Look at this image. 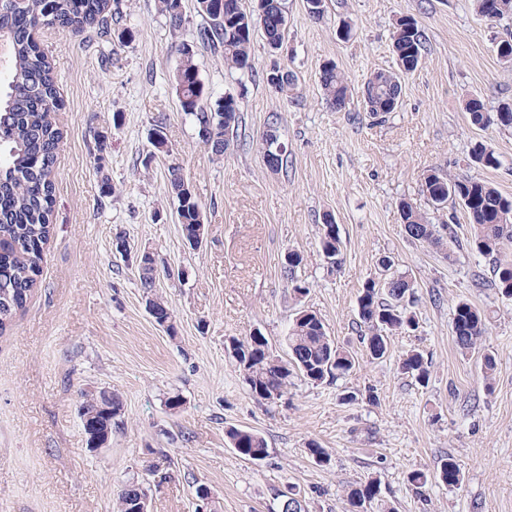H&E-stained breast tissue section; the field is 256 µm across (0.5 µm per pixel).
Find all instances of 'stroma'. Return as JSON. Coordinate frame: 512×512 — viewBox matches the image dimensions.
<instances>
[{
    "label": "stroma",
    "mask_w": 512,
    "mask_h": 512,
    "mask_svg": "<svg viewBox=\"0 0 512 512\" xmlns=\"http://www.w3.org/2000/svg\"><path fill=\"white\" fill-rule=\"evenodd\" d=\"M288 31L271 54L255 34L253 69L227 71L198 43L196 0H183L179 28L155 0H110L107 31L42 29L63 107L53 170V232L23 312L0 333V512H114L117 492L139 483L149 512H278L277 494L300 490L306 512H342L348 485L377 479L381 497L364 512H512V299L494 285L492 262L466 246L470 226L460 206L435 209L421 193L439 170L479 178L512 197V129L473 127L464 109L480 97L488 111L512 104V63L496 43L512 17L487 26L473 0H327L322 19L303 0H284ZM414 18L425 51L406 76L402 106L381 119L360 101L345 110L321 98L320 70L333 60L360 90L370 72L394 66L393 24ZM350 20L354 35L338 28ZM192 45L212 106L232 93L242 124L224 155L201 143L181 111L172 74L182 45ZM296 76L289 93L265 79L272 65ZM163 129L169 150L151 140ZM275 130L284 163L269 171L262 135ZM490 141L500 164L480 168L466 155ZM178 164L204 215L201 244L190 246L168 194ZM410 202L432 224H445L461 246L454 261L411 240L401 218ZM343 242L330 270L319 252L325 213ZM129 245L115 251L117 240ZM302 257L287 280L288 251ZM158 263L154 291L174 329L159 327L147 307L138 261ZM418 287V326L396 337L380 360L360 357L342 387L372 388L375 403L342 400L340 387L295 379L287 402L261 405L230 352L253 332L286 355L288 324L316 311L338 346L358 348L357 300L379 279L377 260ZM308 291L297 296L293 281ZM466 299L491 314L486 344L497 369L485 389L476 359L462 357L451 333L453 307ZM423 351L430 381L420 386L399 367ZM107 389L123 400L122 422L106 447L86 449L81 391ZM181 397L172 411L167 397ZM251 429L269 455L250 461L230 447L228 427ZM330 460L316 464L309 442ZM453 455L463 482L416 495L411 470L434 471ZM211 499L201 505L196 489Z\"/></svg>",
    "instance_id": "obj_1"
}]
</instances>
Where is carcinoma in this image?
<instances>
[{"label": "carcinoma", "mask_w": 512, "mask_h": 512, "mask_svg": "<svg viewBox=\"0 0 512 512\" xmlns=\"http://www.w3.org/2000/svg\"><path fill=\"white\" fill-rule=\"evenodd\" d=\"M263 2L266 19L261 28L256 25V13L245 10L241 0H196L204 19L197 38L220 53L224 67L252 69L253 37L258 29L267 46L282 48L288 23L283 0ZM106 4L107 0H9L0 12V30L9 35L12 44L11 76L0 87V238L6 242L0 248V331L26 308L52 229L55 187L51 173L61 132L48 119L47 103L58 100V96L53 66L35 41L34 33L54 26L78 32L96 22L104 25ZM157 10L169 18L173 28L179 27L182 0H157ZM475 10L491 25L512 14V0H475ZM424 43L423 32L414 19L400 17L395 21L391 47L397 68L378 69L367 77L360 94L365 111L384 117L401 106L402 81L419 65ZM172 83L182 110L197 128H212L210 148L219 145V152H224L222 145L230 142V135L241 123L235 96L224 95L212 109L201 106L203 87L194 51L188 46L181 49V62ZM320 85L323 100L330 107L341 111L350 104L353 93L349 78L335 63L322 66ZM465 110L470 124L479 129L512 128V104L505 103L490 112L480 98L472 97ZM469 161L485 168L500 165L495 150L482 141L472 146ZM169 187L185 238L204 232L203 213L191 188L172 177ZM421 192L437 209L450 201L462 205L471 228L470 246L494 259V284L502 295L512 297V258L506 254L512 246V199L486 181L453 180L439 171L424 177ZM401 216L412 240L433 247L446 260L454 261L455 252L448 245L443 226L429 223L408 201L401 203ZM320 248L327 264L340 266L342 242L330 214L322 224ZM385 259L378 260L385 272L383 282H366L358 296V318L364 328L360 343L373 360L389 354L394 336L416 327L415 317L407 313V307L417 302V286L408 275L393 271L390 256ZM157 272L156 260L145 257L139 261L141 286L149 292L154 288ZM149 304L159 313L157 324L172 330V312L164 300L157 296ZM489 325L487 314L473 304L460 301L455 305L451 331L456 347L461 355L481 362L488 391L497 368L495 355L484 346ZM287 347L288 359L284 360L258 331L233 345V357L256 401L275 405L288 399V385L295 374L312 384L331 385L356 367L354 355L335 344L321 316L313 310L296 313L288 329ZM400 368L420 385L428 384V361L421 352L409 350L403 354ZM81 398L86 443L110 440L112 429L121 422L120 398L105 389L83 392ZM226 434L232 447L246 459L261 461L269 456L267 442L260 434L234 426ZM433 479L450 488L457 487L461 471L456 459L445 457ZM145 496L143 485L125 486L117 496V512H139ZM378 496V481L354 483L346 490L344 512H360ZM281 497V512H302L299 492L290 488Z\"/></svg>", "instance_id": "1"}]
</instances>
